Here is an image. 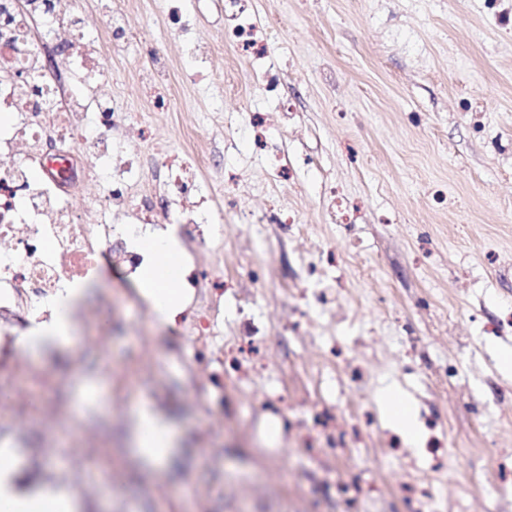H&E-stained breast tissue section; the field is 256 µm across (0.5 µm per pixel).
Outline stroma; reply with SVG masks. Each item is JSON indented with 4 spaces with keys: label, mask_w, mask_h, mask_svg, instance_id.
Returning <instances> with one entry per match:
<instances>
[{
    "label": "stroma",
    "mask_w": 512,
    "mask_h": 512,
    "mask_svg": "<svg viewBox=\"0 0 512 512\" xmlns=\"http://www.w3.org/2000/svg\"><path fill=\"white\" fill-rule=\"evenodd\" d=\"M272 25L273 86L246 85L249 58L225 46L214 81L182 83L190 58L158 0H129L125 22L166 41L177 103L152 114L151 141L220 159L198 175L236 187L228 220L199 262L224 263L227 289L194 341L159 323L136 280H95L74 311L98 340L7 352L51 395L38 422L0 393V443L20 448L17 483L56 480L81 512H512V0H246ZM220 0H188L201 43L223 44ZM113 96L151 112L142 58L102 46ZM268 118L294 174L271 186L249 116ZM233 127L237 149L224 147ZM295 213L302 232L268 224ZM338 262L328 268L326 251ZM249 360L229 369L224 349ZM407 397L417 443L385 418V389ZM172 419L179 453L141 473L132 420Z\"/></svg>",
    "instance_id": "stroma-1"
}]
</instances>
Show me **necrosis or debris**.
Segmentation results:
<instances>
[{
	"label": "necrosis or debris",
	"instance_id": "necrosis-or-debris-1",
	"mask_svg": "<svg viewBox=\"0 0 512 512\" xmlns=\"http://www.w3.org/2000/svg\"><path fill=\"white\" fill-rule=\"evenodd\" d=\"M102 9L112 25L100 34L86 23L84 0H0V51L12 60L0 70V332L50 320L49 300L95 278L101 260L135 272L144 232L171 231L202 246L222 237L241 207L230 191L219 209L199 205L197 172L207 153L172 160L161 198L143 190L142 161L130 144L145 142V130L106 96L112 74L97 58L98 43L124 44L132 33L121 0ZM34 23L63 45V70L44 61L30 35ZM78 154L97 161L92 181L103 196L95 224L80 223L67 180L36 177L48 162Z\"/></svg>",
	"mask_w": 512,
	"mask_h": 512
}]
</instances>
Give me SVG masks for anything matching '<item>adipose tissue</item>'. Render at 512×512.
<instances>
[{
	"instance_id": "obj_1",
	"label": "adipose tissue",
	"mask_w": 512,
	"mask_h": 512,
	"mask_svg": "<svg viewBox=\"0 0 512 512\" xmlns=\"http://www.w3.org/2000/svg\"><path fill=\"white\" fill-rule=\"evenodd\" d=\"M142 251L145 261L138 273L140 289L160 322H174L186 301L185 294L176 286L179 245L175 240L153 236L143 241ZM84 293L81 287L60 292L53 300L54 322L22 336L21 344L29 351L37 352L69 342L70 311ZM134 443L136 460L148 473L163 471L173 460L175 447L170 425L154 413L143 411L138 414ZM18 456L17 449H0V512H78V499L67 486L44 484L23 491L14 485L11 476L17 470Z\"/></svg>"
}]
</instances>
